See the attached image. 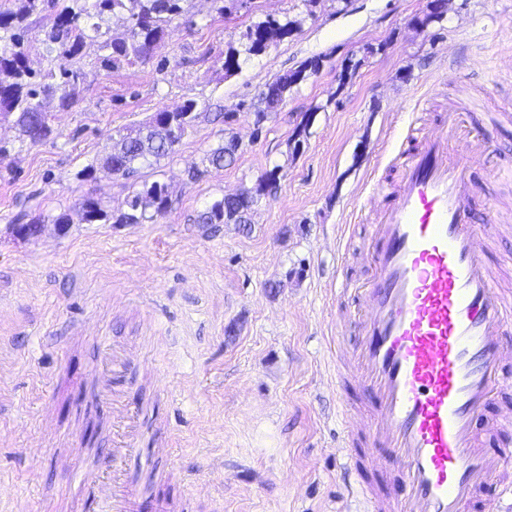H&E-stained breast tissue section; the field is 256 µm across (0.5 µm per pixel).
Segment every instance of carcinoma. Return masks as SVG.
Listing matches in <instances>:
<instances>
[{"instance_id": "1", "label": "carcinoma", "mask_w": 512, "mask_h": 512, "mask_svg": "<svg viewBox=\"0 0 512 512\" xmlns=\"http://www.w3.org/2000/svg\"><path fill=\"white\" fill-rule=\"evenodd\" d=\"M14 8L0 10V115H11L19 130L20 141L32 144L52 134L51 112L42 108L67 110L79 99L82 72L79 63L85 49L98 44L107 54L99 57L105 70L123 65L147 63L154 50L165 39L166 28L185 13L186 0H13ZM52 16V25L42 39L31 36L27 20L34 14ZM121 16L129 26L124 40L108 37L109 20ZM303 20L267 17L246 29L245 53L264 51L302 28ZM39 54L50 62L45 70L34 71L29 58ZM321 59L312 58L299 68L277 76L271 89L257 95L256 115L266 117L279 111L293 87L307 74L319 72ZM197 102L186 101L174 111L116 142L120 150L114 158L113 173L123 177L136 176L150 159L159 160L175 153L187 130L196 119ZM238 142L231 137L211 150L205 158L208 166L220 169L235 160ZM279 176L272 170L261 176L255 187L244 189L234 198L214 200L199 215L201 224H247L248 215L260 197L277 188ZM81 220L86 224L112 220L114 224H143L163 217L169 209L165 186L142 183L132 191L126 209L108 214L102 202L86 198L78 204Z\"/></svg>"}]
</instances>
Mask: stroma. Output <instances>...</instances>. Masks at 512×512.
Returning a JSON list of instances; mask_svg holds the SVG:
<instances>
[{
	"label": "stroma",
	"instance_id": "35a3bbf8",
	"mask_svg": "<svg viewBox=\"0 0 512 512\" xmlns=\"http://www.w3.org/2000/svg\"><path fill=\"white\" fill-rule=\"evenodd\" d=\"M429 3L247 0L225 17L214 0H187L146 64L107 72L87 49L80 99L54 111L51 140L18 143L0 121V139L15 145L0 161V512H73L57 459L91 469L110 445L109 419L87 403L111 347L136 355L120 383L141 420L127 477L167 512H336L346 490L325 343L341 311L333 289L368 274V200L396 180L388 158L410 121L427 126L462 104L468 127L491 131L472 204L504 213L489 231L490 262L512 295V186L487 179L512 167V0H450L442 20L415 28ZM269 15L303 26L226 73L225 52ZM314 56L320 72L256 123L258 92ZM351 59L359 67L339 87ZM189 99L192 132L137 178L166 186L167 214L83 223L84 198L116 211L134 188L98 166L119 135ZM232 135L234 162L200 172ZM271 170L279 189L250 223H198ZM36 218L42 235L20 237Z\"/></svg>",
	"mask_w": 512,
	"mask_h": 512
}]
</instances>
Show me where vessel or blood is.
<instances>
[{"mask_svg": "<svg viewBox=\"0 0 512 512\" xmlns=\"http://www.w3.org/2000/svg\"><path fill=\"white\" fill-rule=\"evenodd\" d=\"M452 108L435 132L408 128L395 159L398 180L369 231L373 273L336 294L363 304L336 320V440L354 512H512V448H490L476 426L512 391V299L488 261V235L472 217L474 162L489 141ZM124 351L99 367L94 406L111 418L102 470L74 475L80 512H139L126 478L137 456L138 413L113 388ZM359 384L368 414L346 388ZM391 463L399 495H380L369 476Z\"/></svg>", "mask_w": 512, "mask_h": 512, "instance_id": "obj_1", "label": "vessel or blood"}]
</instances>
